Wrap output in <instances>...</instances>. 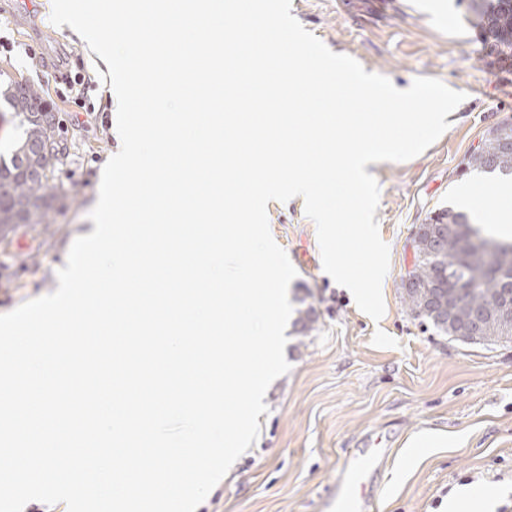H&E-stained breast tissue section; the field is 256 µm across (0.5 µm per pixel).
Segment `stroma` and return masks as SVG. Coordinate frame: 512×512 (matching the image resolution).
I'll list each match as a JSON object with an SVG mask.
<instances>
[{
  "mask_svg": "<svg viewBox=\"0 0 512 512\" xmlns=\"http://www.w3.org/2000/svg\"><path fill=\"white\" fill-rule=\"evenodd\" d=\"M51 11V0H0V83L25 80L44 98L61 73L82 68L97 80L87 100L104 112L80 123L74 105H53L64 147L53 182L62 192L50 223L0 228V314L54 292L73 241L93 227L101 173L121 147L108 71L71 27L51 23ZM292 13L330 50L397 89L434 77L466 98L423 153L368 169L390 252L380 320L324 271L303 199L268 203L271 235L297 271L291 369L266 393L256 442L196 512H333L343 469L374 440L385 453L363 512H448L449 497L475 484L500 489L497 506L512 510V343L448 339L409 313L401 287L416 228L439 210H462L461 187L496 180L461 169L492 127L512 119V58L486 54L457 0H292Z\"/></svg>",
  "mask_w": 512,
  "mask_h": 512,
  "instance_id": "1",
  "label": "stroma"
}]
</instances>
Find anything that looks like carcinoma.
<instances>
[{
    "label": "carcinoma",
    "mask_w": 512,
    "mask_h": 512,
    "mask_svg": "<svg viewBox=\"0 0 512 512\" xmlns=\"http://www.w3.org/2000/svg\"><path fill=\"white\" fill-rule=\"evenodd\" d=\"M467 9L481 29L512 27V0H467ZM0 97L18 118V133L9 158L0 155V180L8 192L0 195V226L22 218L27 224L50 223L51 199L58 187L49 184V174L57 165L41 155L39 147L54 144L58 127L33 109L40 97L27 87L0 88ZM512 140V122L491 129L482 147L466 160L469 171L486 172L489 167L512 171V150L504 142ZM416 263L410 273L417 286L405 291V302L416 317L452 337L474 313L481 315L478 328L483 340L492 344L512 342L499 323V309L512 302V288L502 282L512 279V243L486 237L468 222L465 213L443 209L429 217L425 231L415 246ZM453 305H448V301Z\"/></svg>",
    "instance_id": "cac0c4a2"
}]
</instances>
